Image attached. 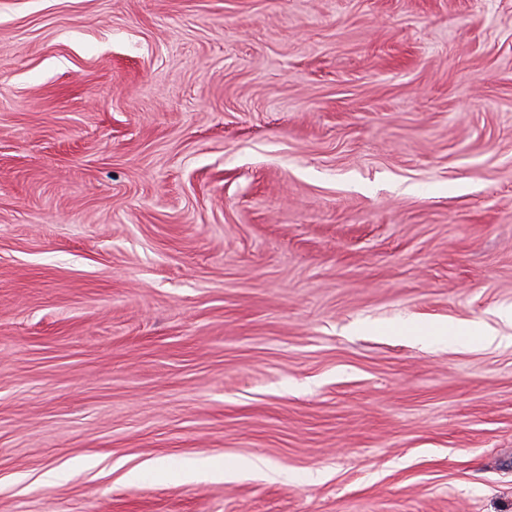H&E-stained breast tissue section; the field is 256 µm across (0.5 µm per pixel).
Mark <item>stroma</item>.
Masks as SVG:
<instances>
[{
  "mask_svg": "<svg viewBox=\"0 0 512 512\" xmlns=\"http://www.w3.org/2000/svg\"><path fill=\"white\" fill-rule=\"evenodd\" d=\"M509 307L512 0H0V512H512Z\"/></svg>",
  "mask_w": 512,
  "mask_h": 512,
  "instance_id": "obj_1",
  "label": "stroma"
}]
</instances>
